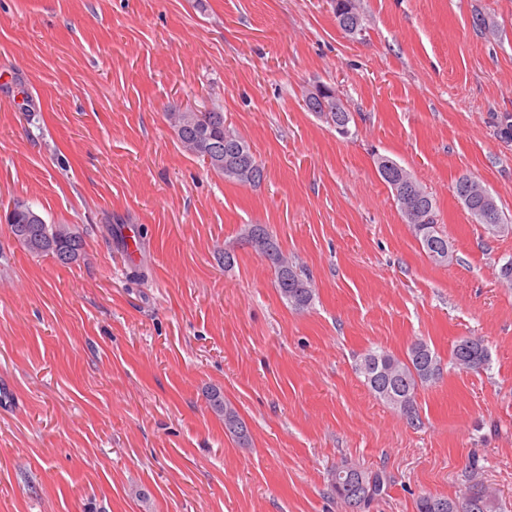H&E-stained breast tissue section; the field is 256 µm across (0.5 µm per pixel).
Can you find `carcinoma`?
I'll return each mask as SVG.
<instances>
[{"label":"carcinoma","instance_id":"obj_1","mask_svg":"<svg viewBox=\"0 0 512 512\" xmlns=\"http://www.w3.org/2000/svg\"><path fill=\"white\" fill-rule=\"evenodd\" d=\"M332 5L339 27H344V22L349 20L346 12L349 6L356 20L354 34L363 32L362 17L357 11L355 0H332ZM338 101L340 98L336 94L326 97L329 111L325 113L321 103L307 95L304 106L310 112L324 115L335 125H348L352 115L345 110L336 111ZM167 118L184 147L203 159L210 169L224 176V179L243 185H255L263 180L264 168L244 138L227 128L223 112L217 109L183 112L178 109L168 112ZM386 170L394 177L406 175L414 186L415 196L422 208L429 209L430 215L436 216L433 196L404 166H377L380 177L390 186L392 181L385 177ZM453 191L476 223L485 224L488 210L494 211L496 218H501L496 198L478 179L463 176L456 181ZM6 223L13 234L16 233V225L29 226L32 237H19L17 242L31 254L50 256L59 264L68 266L80 260L84 253L85 238L78 225L48 224L25 200L13 202L6 214ZM412 229L423 250L433 261L449 264L454 260L451 252L444 257L436 254V247L445 249L449 245L448 237L438 230L437 221L412 224ZM245 241L270 263L280 297L298 311L308 309L315 298L312 280L304 269L288 261L277 236L263 224H249L245 228ZM469 343L480 350V357L472 362L467 360L468 353L462 349L463 345ZM487 361V348L478 339L456 342L451 353L452 365L460 370L475 371ZM355 371L363 377L365 385L376 398L414 423L419 421L415 409L417 391L438 379L441 360L427 342L419 340L410 346L403 358L385 350H370L357 360ZM208 401L212 409L224 414V430L236 437L240 444H245L249 430L237 411L224 401L218 391L210 392ZM355 470L357 467L349 464L336 467L331 473V488L344 504L354 501L357 504L356 512H366L375 500L386 493L391 478L384 471L363 469L362 479L359 480L354 476ZM441 502L448 505L446 512H500L497 494L489 487L478 484L470 488L461 502L426 493L417 501V512H438L437 504Z\"/></svg>","mask_w":512,"mask_h":512}]
</instances>
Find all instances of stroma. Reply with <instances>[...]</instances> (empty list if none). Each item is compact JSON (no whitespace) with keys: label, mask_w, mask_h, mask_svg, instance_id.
I'll return each instance as SVG.
<instances>
[{"label":"stroma","mask_w":512,"mask_h":512,"mask_svg":"<svg viewBox=\"0 0 512 512\" xmlns=\"http://www.w3.org/2000/svg\"><path fill=\"white\" fill-rule=\"evenodd\" d=\"M355 3L354 37L331 0H0V512H348L330 488L345 463L391 477L369 512L476 483L512 512V0ZM321 84L349 136L305 108ZM186 104L223 112L259 185L182 148L166 114ZM379 154L431 193L452 263L422 250ZM465 174L508 231L472 220ZM16 199L83 227V258L26 251ZM248 224L309 273V309L280 297ZM464 338L484 368L453 367ZM419 340L442 373L415 425L355 362ZM453 191L477 224H484L487 230L492 232L502 229L503 224L497 201L481 181L470 176H463L456 181ZM487 210L494 211V216L498 220L496 224L485 223ZM472 343V347L480 350V357L473 362H468V353L462 349L463 344ZM488 361V351L481 340L478 339H462L457 341L451 353V363L460 370L475 371L482 368ZM207 397L211 408L224 414L225 432L236 437L239 443L244 445L249 438V430L245 421L230 404L224 401V397L220 392L212 391Z\"/></svg>","instance_id":"obj_1"}]
</instances>
